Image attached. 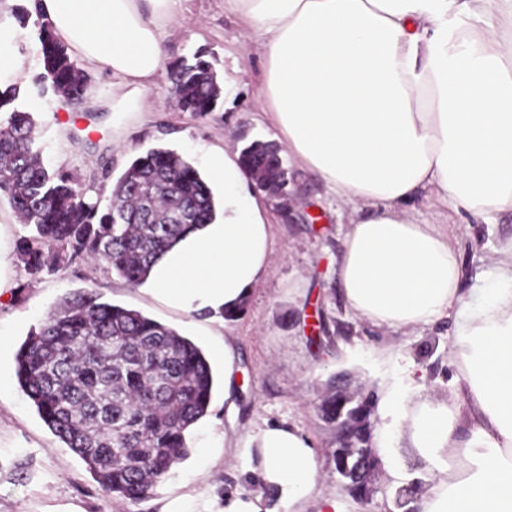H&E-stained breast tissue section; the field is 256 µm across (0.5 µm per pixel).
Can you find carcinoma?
Returning a JSON list of instances; mask_svg holds the SVG:
<instances>
[{
  "instance_id": "cac0c4a2",
  "label": "carcinoma",
  "mask_w": 512,
  "mask_h": 512,
  "mask_svg": "<svg viewBox=\"0 0 512 512\" xmlns=\"http://www.w3.org/2000/svg\"><path fill=\"white\" fill-rule=\"evenodd\" d=\"M42 79L75 107L86 104L91 77L39 24ZM209 53L196 50L168 68L169 91L183 112H213L223 89ZM17 87L0 91V196L9 199L27 234L18 254L33 277L94 262L132 286L190 230L213 223L208 182L178 151L155 148L136 157L106 205L87 199L70 173L50 170L36 144L35 113L13 106ZM260 188L283 194L288 172L279 150L256 140L241 151ZM14 374L49 430L86 464L101 488L123 500L150 497L190 451L193 429L209 415L210 362L176 330L137 310L101 300L94 291L66 296L32 329L16 352ZM377 396L330 385L319 411L347 423L355 437L333 452L336 472L354 501L365 485L352 482L356 449L373 439Z\"/></svg>"
}]
</instances>
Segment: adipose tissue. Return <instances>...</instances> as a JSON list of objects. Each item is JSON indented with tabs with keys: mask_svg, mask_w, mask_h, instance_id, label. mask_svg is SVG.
<instances>
[{
	"mask_svg": "<svg viewBox=\"0 0 512 512\" xmlns=\"http://www.w3.org/2000/svg\"><path fill=\"white\" fill-rule=\"evenodd\" d=\"M71 55L144 101L163 67L180 0H27ZM263 61L258 108L289 151L360 210L337 279L349 308L373 326L450 321L462 377L447 401L406 402L377 454L402 438L439 474L420 512H512V242L497 252L479 299L459 294L451 223L411 211L422 193L497 223L512 213V0H224ZM224 220L206 225L155 265L150 281L186 310L237 311L266 271L270 219L238 155L210 151ZM253 481L276 492L228 496L224 512H348L322 495L318 455L297 429L268 425Z\"/></svg>",
	"mask_w": 512,
	"mask_h": 512,
	"instance_id": "obj_1",
	"label": "adipose tissue"
}]
</instances>
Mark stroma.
Returning <instances> with one entry per match:
<instances>
[{
  "label": "stroma",
  "mask_w": 512,
  "mask_h": 512,
  "mask_svg": "<svg viewBox=\"0 0 512 512\" xmlns=\"http://www.w3.org/2000/svg\"><path fill=\"white\" fill-rule=\"evenodd\" d=\"M0 5V26L12 32L8 49L25 62L17 106L35 112L37 142L45 165L74 175L87 196L108 199L129 163L164 147L183 154L208 174L206 153L232 152L255 140L282 143L278 127L257 110L261 88L255 76L261 55L240 22L224 12V0H187L165 43V62L199 48L216 59L218 75L234 80V97L203 117L180 111L168 92L166 74L148 91L149 107L119 111L120 94L110 75L89 68L85 109L76 110L39 78L35 20L19 22L13 7ZM288 171L285 195L267 194L272 214L267 272L250 295L244 315L225 322L205 310L171 306L144 287L129 286L115 273L87 262L31 277L17 253L24 229L7 199H0V251L8 265L0 290V512H222L231 493L251 496L250 469L259 450L255 435L267 424L299 429L316 449L318 485L327 493L344 488L332 459L336 432L318 406L331 378L349 379L377 396L394 388L409 401L444 402L460 370L449 354L448 321L409 329L374 327L350 311L336 279L346 233L354 214L290 151H281ZM457 247L462 265L461 296L469 298L477 275L512 240V215L484 224L461 218ZM92 290L103 301L134 309L178 331L212 359L217 380L209 415L193 430L188 457L174 466L154 494L126 502L105 492L84 463L51 433L14 373V355L28 332L63 296ZM230 347L238 366L236 394L225 399L224 364L216 349ZM437 477L414 449L394 442L374 477L376 491L359 512H403L399 493L417 498Z\"/></svg>",
  "instance_id": "35a3bbf8"
}]
</instances>
